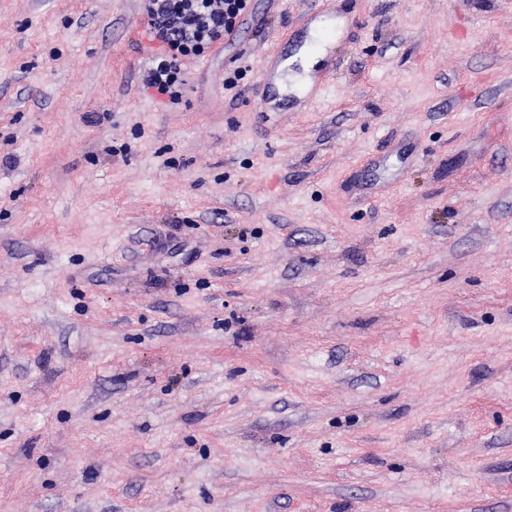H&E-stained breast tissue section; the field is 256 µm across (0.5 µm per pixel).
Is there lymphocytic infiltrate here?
Returning a JSON list of instances; mask_svg holds the SVG:
<instances>
[{
	"label": "lymphocytic infiltrate",
	"instance_id": "1",
	"mask_svg": "<svg viewBox=\"0 0 512 512\" xmlns=\"http://www.w3.org/2000/svg\"><path fill=\"white\" fill-rule=\"evenodd\" d=\"M253 13V0H144L148 34L162 50L144 76V86L157 97L180 100L185 61L234 39Z\"/></svg>",
	"mask_w": 512,
	"mask_h": 512
}]
</instances>
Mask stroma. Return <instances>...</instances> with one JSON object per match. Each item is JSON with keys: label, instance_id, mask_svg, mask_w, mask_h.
<instances>
[{"label": "stroma", "instance_id": "1", "mask_svg": "<svg viewBox=\"0 0 512 512\" xmlns=\"http://www.w3.org/2000/svg\"><path fill=\"white\" fill-rule=\"evenodd\" d=\"M254 5L0 0V512H512V0ZM150 39L162 49L143 78L154 95L182 98V66L210 47L236 37L254 13L253 0H144Z\"/></svg>", "mask_w": 512, "mask_h": 512}]
</instances>
